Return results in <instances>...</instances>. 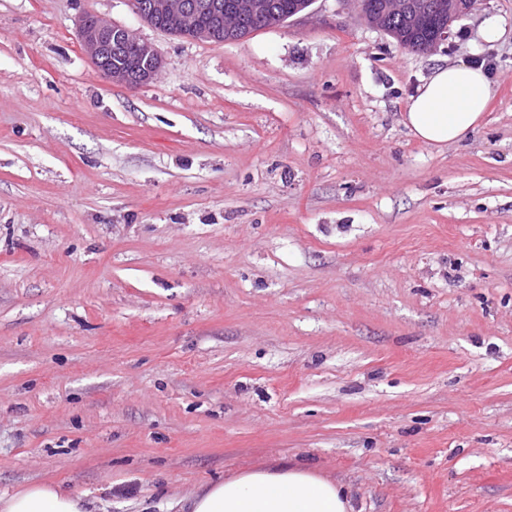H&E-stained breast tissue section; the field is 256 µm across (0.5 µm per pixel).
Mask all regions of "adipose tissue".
Segmentation results:
<instances>
[{
	"label": "adipose tissue",
	"mask_w": 512,
	"mask_h": 512,
	"mask_svg": "<svg viewBox=\"0 0 512 512\" xmlns=\"http://www.w3.org/2000/svg\"><path fill=\"white\" fill-rule=\"evenodd\" d=\"M496 94L486 72L473 64L433 68L409 97L403 123L423 144L442 148L481 125ZM176 512H353L345 486L311 468L283 463L249 469L199 487L175 502ZM0 512H90L84 494L49 481L0 495Z\"/></svg>",
	"instance_id": "obj_1"
}]
</instances>
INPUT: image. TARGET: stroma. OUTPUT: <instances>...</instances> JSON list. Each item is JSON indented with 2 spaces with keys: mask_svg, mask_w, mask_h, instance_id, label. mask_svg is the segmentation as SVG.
<instances>
[{
  "mask_svg": "<svg viewBox=\"0 0 512 512\" xmlns=\"http://www.w3.org/2000/svg\"><path fill=\"white\" fill-rule=\"evenodd\" d=\"M86 14L157 77L106 79ZM478 60L482 125L417 141L422 78ZM288 459L355 512H512V0L430 55L341 0L226 43L0 0V494L168 512ZM80 44L84 55L112 83L138 86L152 81L161 69V59L148 44L141 41L135 30L113 24L96 15H86L80 21ZM133 48L126 57L121 55L127 48ZM141 59V67L129 69L136 57ZM115 62L122 64L112 66Z\"/></svg>",
  "mask_w": 512,
  "mask_h": 512,
  "instance_id": "1",
  "label": "stroma"
}]
</instances>
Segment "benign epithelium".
<instances>
[{
    "mask_svg": "<svg viewBox=\"0 0 512 512\" xmlns=\"http://www.w3.org/2000/svg\"><path fill=\"white\" fill-rule=\"evenodd\" d=\"M356 6L359 18L370 28L392 33L397 43L411 51L429 54L450 39L451 27L470 13L477 0H343ZM269 0H149L136 14L144 21H159L164 28L189 30L195 38L212 40L217 33L234 29L238 16L262 19L269 14ZM84 55L116 84L138 86L152 81L161 59L137 32L96 15L80 21ZM138 52L141 67L112 65V57L128 48Z\"/></svg>",
    "mask_w": 512,
    "mask_h": 512,
    "instance_id": "1",
    "label": "benign epithelium"
}]
</instances>
